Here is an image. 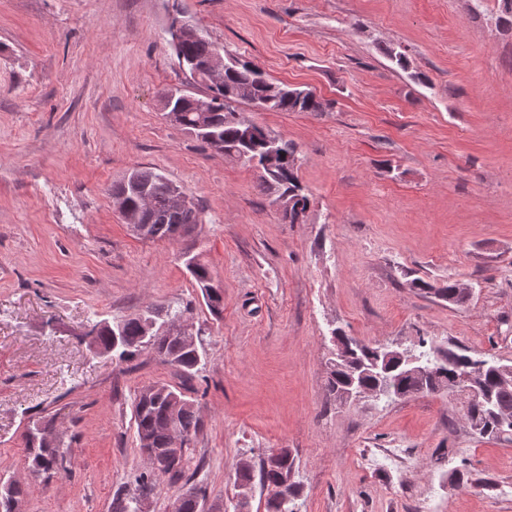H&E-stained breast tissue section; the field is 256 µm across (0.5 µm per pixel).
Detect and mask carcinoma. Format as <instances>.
I'll list each match as a JSON object with an SVG mask.
<instances>
[{
    "mask_svg": "<svg viewBox=\"0 0 512 512\" xmlns=\"http://www.w3.org/2000/svg\"><path fill=\"white\" fill-rule=\"evenodd\" d=\"M214 44L200 34L183 43L176 53L177 61L194 60L199 70H204L210 61ZM175 97L164 102V107L176 114L177 126L196 140L227 158L259 162L274 151L272 159L275 169L259 174L257 188L266 195H275L281 221L298 224L304 218L310 199L304 193L298 172L303 159L296 145L284 137L241 117L234 104L246 102L264 112H328L333 102L310 90L291 87L274 81L259 68L240 60L228 52L224 53V74L220 82L204 84L200 99L210 101L207 112L198 111L194 101L182 97V89L171 88ZM171 183L165 175L151 169H135L112 183L110 196H121L132 206L140 205L141 195L151 199L150 207L143 212L144 221L150 225L151 240H172L185 237L203 223V210L195 202L182 210L170 206L166 188ZM195 287L205 280L211 282L212 294L205 302L210 314L220 317L224 310V285L217 280L210 267L194 254L188 261ZM415 286L423 291H432L441 299L456 306L465 304L469 296L457 291L455 282L435 288L418 281ZM193 314L188 303L179 307L163 309L148 306L141 312L126 318L106 319L93 324L96 333L90 345L99 353H106L117 363L128 362L144 351L158 356L175 367L183 376H195L202 365V345L186 348L177 336L158 337L148 333L155 323H170L181 316ZM420 358L430 367L439 368L434 382L446 386L453 380V372L459 365L473 362L483 366L479 381L491 401L479 399L463 405V414L471 430L482 438L499 439L512 436V382L504 383L498 370L506 368L500 360L468 354L459 345L446 346L445 356H440L439 346L419 341ZM357 377L367 386L375 387L379 396L405 398L420 390L422 379L396 366L385 367L383 375L360 371L353 373L352 364L343 361L341 367L330 363L327 390L334 400H340V391L345 389L351 377ZM137 447L141 453H161L167 456L165 471L158 473L148 469L135 476L133 488L119 493L112 499V512H139L138 498L142 494L152 496L159 488L160 479L168 476L179 479L185 475L193 459L191 444L201 427V420L194 401L179 390L154 383L144 387L133 404ZM51 430L50 421L43 418L28 426L24 435L27 466L38 477H50L63 468L65 460L63 446L51 447L43 442V434ZM296 461L291 451L279 448L265 454L259 462L243 458L236 469V483L242 487L259 483L273 488L265 500V512H295L294 502L302 492L301 482L296 477ZM24 488L13 482L0 484V512H20ZM180 507L176 512H197L202 502L200 492L189 488L177 498Z\"/></svg>",
    "mask_w": 512,
    "mask_h": 512,
    "instance_id": "carcinoma-1",
    "label": "carcinoma"
}]
</instances>
